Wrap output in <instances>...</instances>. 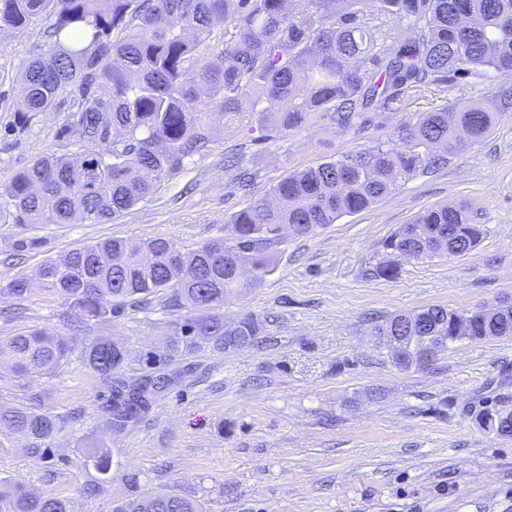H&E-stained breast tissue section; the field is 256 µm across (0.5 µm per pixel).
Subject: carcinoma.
Wrapping results in <instances>:
<instances>
[{"instance_id":"carcinoma-1","label":"carcinoma","mask_w":512,"mask_h":512,"mask_svg":"<svg viewBox=\"0 0 512 512\" xmlns=\"http://www.w3.org/2000/svg\"><path fill=\"white\" fill-rule=\"evenodd\" d=\"M222 25L220 46L213 45ZM42 29V42L19 82L29 113L63 112L59 150L0 185L14 224H108L151 198L184 165L212 148V102L224 128L258 124L282 135L310 114L328 112L350 129L367 111L392 112L405 97L425 98L457 79L512 73V0H0V30ZM405 27L409 35L395 29ZM254 97L244 112L239 99ZM495 122L480 104L420 112L391 137L286 175L227 221L224 241L181 251L158 237L139 243L107 238L44 262L36 281L69 302L75 319L102 320L125 302L169 292L192 314L175 326L153 372L123 373L126 351L94 339L84 366L112 384L107 405L114 432L138 421L180 372L177 356L204 349L237 351L271 341L245 315L224 320V301L258 287L277 266L286 230L306 236L369 208L419 173L446 164L440 150L462 151ZM83 151L67 152L72 143ZM486 234L462 205L419 214L389 236L375 277H391L400 258L461 256ZM19 276L0 296L22 297ZM400 369L432 362L451 345L512 338V306L458 311L429 306L378 327ZM71 354L41 330L0 342V365L20 376L54 373ZM486 430L512 436V411H475ZM22 435L34 453L50 447L56 418L25 407L0 409V429ZM88 459L111 471L108 450ZM0 512H73L66 498L36 496L0 480ZM112 512H203L175 490L115 501Z\"/></svg>"}]
</instances>
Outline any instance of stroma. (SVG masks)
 Segmentation results:
<instances>
[{
    "mask_svg": "<svg viewBox=\"0 0 512 512\" xmlns=\"http://www.w3.org/2000/svg\"><path fill=\"white\" fill-rule=\"evenodd\" d=\"M39 30L0 42V184L55 151L63 115L41 112L14 131L22 106L19 71ZM512 88L498 74L396 112L369 114L343 130L313 113L272 141L213 120V149L186 160L150 200L108 224H15L0 211V283L31 275L45 260L98 240L163 237L178 248L223 237L229 217L291 172L392 135L415 113L455 102L492 107ZM241 155L255 179L235 187L224 158ZM462 204L487 235L470 253L402 260L396 275L373 277L383 243L425 210ZM278 266L258 288L229 298L224 316L252 314L274 342L236 352L179 356L182 375L125 431L107 425L111 384L71 360L54 374L21 377L0 367V406L37 404L58 429L44 454L23 438L0 444V478L39 495L71 499L76 512H112L114 500L174 488L208 512H512V436L474 419L484 397L512 410V339L465 341L424 368H397L375 325L438 305L459 311L512 303V112L445 165L420 174L362 211L307 236H288ZM166 295L150 308L126 305L107 320L76 324L68 303L32 288L0 299V339L29 329L81 349L97 337L127 354L126 371L145 372L188 311ZM105 445L112 478L87 458ZM98 486L95 495L85 490Z\"/></svg>",
    "mask_w": 512,
    "mask_h": 512,
    "instance_id": "obj_1",
    "label": "stroma"
}]
</instances>
